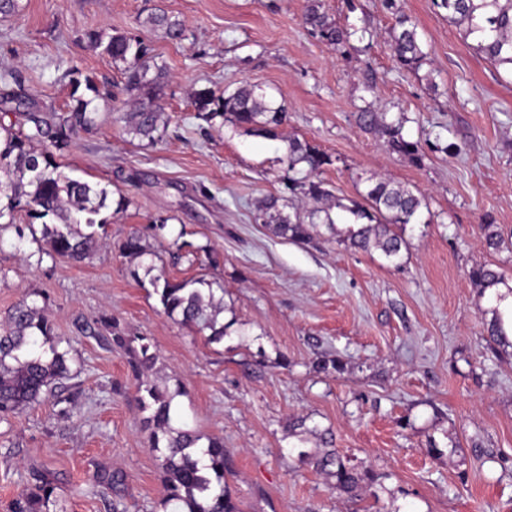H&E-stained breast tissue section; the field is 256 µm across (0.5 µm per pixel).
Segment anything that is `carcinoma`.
<instances>
[{
  "label": "carcinoma",
  "instance_id": "obj_1",
  "mask_svg": "<svg viewBox=\"0 0 512 512\" xmlns=\"http://www.w3.org/2000/svg\"><path fill=\"white\" fill-rule=\"evenodd\" d=\"M434 2L448 10V19L462 28L465 36H478L476 50L481 55L496 66L512 70V0ZM145 24L171 42L185 38L183 23L162 9L150 13ZM303 24L321 42L338 50L350 45L356 34V30L340 25L323 11L320 0H309ZM86 39L103 48L121 67L124 83L120 93L135 101L132 111L119 116L126 134L150 144L162 139L167 119L161 97L168 71L157 62L151 46L124 33L106 38L94 29L86 32ZM390 48L398 64L407 69L417 68L426 58L416 25L403 14L392 29ZM85 85L93 97L72 98L64 115L36 106L19 82L12 85L5 81L0 87V111L24 113L29 129L26 134H17L0 126V198L9 200L8 209L0 208V232L13 225L12 213L20 206L33 219L52 217L54 223L43 224L42 252L71 263H82L97 252L100 238L96 227L102 224L98 215L107 207L108 192L64 174L55 161V153L67 148L77 132L96 126L93 100L117 99L109 86L92 78H85ZM192 104L207 121L220 117L226 124L265 138L278 137L279 128L288 123L287 108L248 83L220 92L211 87L197 89L192 94ZM406 122L403 116L390 121L387 113L371 105L357 113L360 127L378 130L389 150L419 163L424 156L423 146L404 134ZM285 143L284 157L280 159L282 174L278 176L282 190L260 201L257 219L277 236L308 244L315 238L317 225L335 226L333 213L338 209L346 213L347 224L340 242L364 251L378 250L389 262L397 264L407 242L395 227L419 221L422 209L427 207L425 197L402 183L376 180L369 185L363 201L347 205L320 178L323 170L333 165L332 157L297 138L288 137ZM480 231L490 249L498 250L505 243L497 224L485 221L480 224ZM119 252L132 262L152 254L142 235L135 232L121 242ZM155 270L156 266L150 264L145 274L151 275ZM470 279L483 293L496 290L486 332L506 354L512 348L507 331L512 326V312L501 309L506 295L497 292V288L503 285L512 294V286L504 274L485 264L472 267ZM151 284L168 317L200 332L210 331L211 342H219L227 335L228 326L218 322L224 307L216 297L217 281L197 278L174 283L160 270L152 275ZM99 321L115 348H130L131 338L117 321L106 315ZM138 340L140 345L132 350L129 367L137 381L138 405L148 413L149 446L157 453L167 502L175 512H242L240 502L226 487L229 454L224 442L209 438L202 446L200 434L187 428L186 423H178L174 400L180 390L172 392L143 379L144 373L155 366L158 355L148 337L140 336ZM63 342L65 339L52 336L51 325L35 302L24 298L11 309L0 325V422L40 403L60 380L69 376V351L61 348ZM315 464L334 480V488L347 494L356 493L372 479L369 470L350 464L336 449L325 451ZM94 482L107 507L115 512L117 505L108 497L124 484V475L104 470L96 473ZM57 490L56 479L48 472H39L13 500L11 512H57Z\"/></svg>",
  "mask_w": 512,
  "mask_h": 512
}]
</instances>
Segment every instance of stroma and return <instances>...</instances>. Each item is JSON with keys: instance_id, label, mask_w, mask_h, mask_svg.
Listing matches in <instances>:
<instances>
[{"instance_id": "1", "label": "stroma", "mask_w": 512, "mask_h": 512, "mask_svg": "<svg viewBox=\"0 0 512 512\" xmlns=\"http://www.w3.org/2000/svg\"><path fill=\"white\" fill-rule=\"evenodd\" d=\"M341 24L365 29L341 52L303 25L307 0H21L0 18V76L18 75L41 106L65 113V74L120 83L111 58L85 34L127 33L149 43L170 77L161 141L131 139L112 102L95 100L96 126L79 132L56 160L62 171L108 192L103 246L69 264L43 254L15 210L0 233V321L22 298L43 307L54 335L69 338L79 404L55 398L0 423V512L45 468L60 486V512H106L91 492L101 470L122 473L114 500L128 512H173L135 400L127 352L109 342L99 315L129 336L151 338V382L182 388L176 406L203 437L231 456L226 483L243 512H512V359L484 332L490 295L469 279L472 266L503 271L512 284V73L487 61L473 39L432 0H321ZM162 7L185 26L173 43L142 24ZM409 16L428 53L415 70L390 51L397 14ZM260 86L288 108L278 139L205 121L194 90ZM406 116L421 139L413 164L377 132L361 129L359 108ZM332 155L323 178L337 197L359 199L369 178L390 179L427 203L403 227L399 265L376 250L351 249L322 231L310 244L274 236L256 218L278 190L284 137ZM456 151H449V144ZM132 198L123 212L113 204ZM168 218L188 249L162 254L175 282L203 277L224 286L229 324L221 342L168 318L149 277L134 279L119 246ZM499 224L507 248L488 249L484 218ZM340 360L342 371L317 370ZM305 425L291 429L292 420ZM352 464L373 471L357 496L333 490L314 460L324 438ZM453 452L432 457L429 441Z\"/></svg>"}]
</instances>
